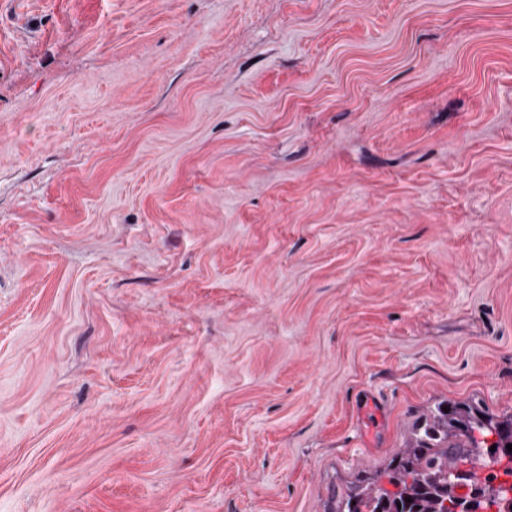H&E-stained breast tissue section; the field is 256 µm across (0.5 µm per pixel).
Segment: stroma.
<instances>
[{
    "label": "stroma",
    "instance_id": "1",
    "mask_svg": "<svg viewBox=\"0 0 512 512\" xmlns=\"http://www.w3.org/2000/svg\"><path fill=\"white\" fill-rule=\"evenodd\" d=\"M512 417V0H0V512H339Z\"/></svg>",
    "mask_w": 512,
    "mask_h": 512
}]
</instances>
